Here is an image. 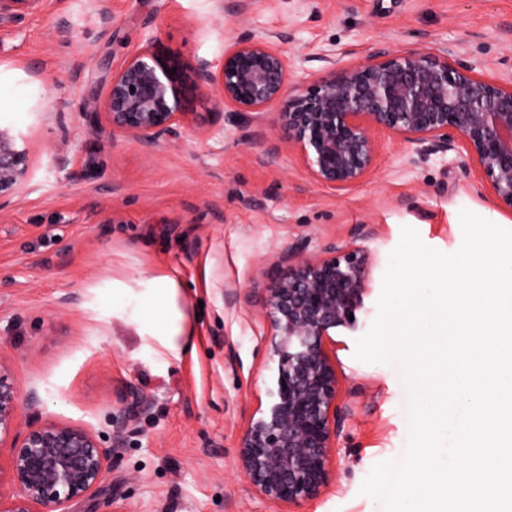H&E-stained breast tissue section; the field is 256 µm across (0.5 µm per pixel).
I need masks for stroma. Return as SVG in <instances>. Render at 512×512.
I'll use <instances>...</instances> for the list:
<instances>
[{
	"instance_id": "stroma-1",
	"label": "stroma",
	"mask_w": 512,
	"mask_h": 512,
	"mask_svg": "<svg viewBox=\"0 0 512 512\" xmlns=\"http://www.w3.org/2000/svg\"><path fill=\"white\" fill-rule=\"evenodd\" d=\"M286 36L304 58L290 81L309 85L331 66L452 45L490 73L512 77V0H49L0 25V124L32 160L21 200L0 215V350L14 360L20 429L48 419L111 441V417L137 391L146 403L112 448L100 487L72 512H383L360 494L372 466L400 459L408 392L397 366L355 359L378 308L401 229L459 250L467 209L512 230V211L468 175L456 152L420 158L374 130L377 157L356 186L316 183L271 124L227 122L216 98L189 97L181 137L153 148L113 132L95 95L155 37L188 61H218L250 35ZM336 51L335 64L320 57ZM374 254L372 294L357 331L337 332L339 407L331 480L295 505L259 496L236 450L265 399L270 328L259 300L229 302L228 286L261 288L269 259L298 239ZM175 282L194 336L173 357L145 332L163 311L149 280Z\"/></svg>"
}]
</instances>
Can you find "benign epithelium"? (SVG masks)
<instances>
[{
	"mask_svg": "<svg viewBox=\"0 0 512 512\" xmlns=\"http://www.w3.org/2000/svg\"><path fill=\"white\" fill-rule=\"evenodd\" d=\"M44 0H0V15L35 10ZM156 40L130 56L93 101L112 131L154 147L187 126L185 89L218 93L234 120L273 123L324 188L345 191L373 168V129L411 144L420 156L462 153L478 182L512 211V80L475 74L446 47L392 52L332 70L302 90L289 89L288 51L269 37L249 36L212 63L191 65L159 50ZM29 152L0 127V212L12 208L30 179ZM368 251L328 244L307 254L298 240L269 263L262 314L270 327L273 364L267 406L250 419L237 448L239 468L266 499L296 504L319 495L330 480L341 420L334 335L354 331L372 290ZM23 399L13 359L0 354V512H57L101 484L110 457L97 432L46 421L18 428Z\"/></svg>",
	"mask_w": 512,
	"mask_h": 512,
	"instance_id": "obj_1",
	"label": "benign epithelium"
}]
</instances>
